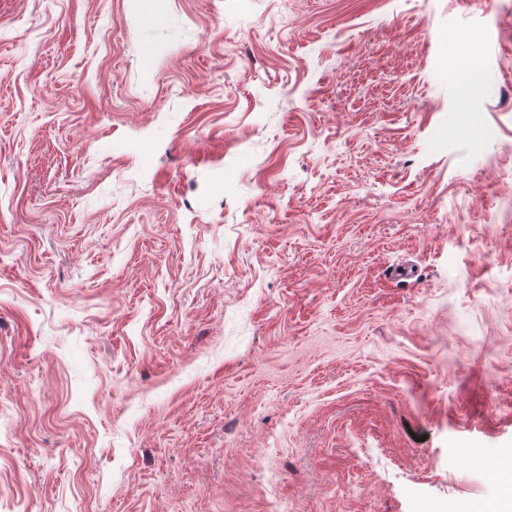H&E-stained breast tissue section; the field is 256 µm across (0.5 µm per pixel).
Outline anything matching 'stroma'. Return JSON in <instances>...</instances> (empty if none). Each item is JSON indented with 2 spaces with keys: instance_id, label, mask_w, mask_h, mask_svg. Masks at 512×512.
Returning <instances> with one entry per match:
<instances>
[{
  "instance_id": "stroma-1",
  "label": "stroma",
  "mask_w": 512,
  "mask_h": 512,
  "mask_svg": "<svg viewBox=\"0 0 512 512\" xmlns=\"http://www.w3.org/2000/svg\"><path fill=\"white\" fill-rule=\"evenodd\" d=\"M509 450L512 0H0V512H459Z\"/></svg>"
}]
</instances>
